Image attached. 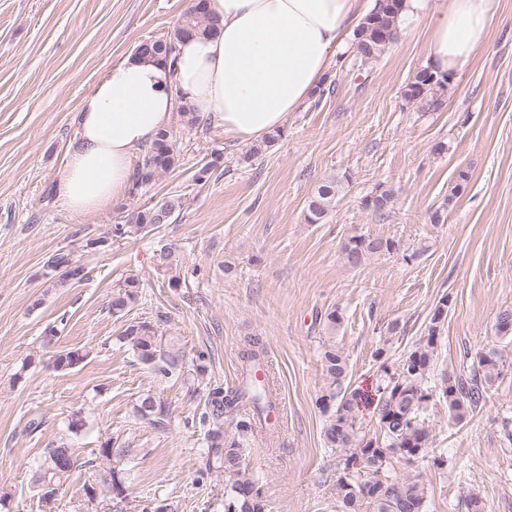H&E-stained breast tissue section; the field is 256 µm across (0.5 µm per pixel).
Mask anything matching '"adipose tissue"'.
I'll return each mask as SVG.
<instances>
[{"mask_svg":"<svg viewBox=\"0 0 512 512\" xmlns=\"http://www.w3.org/2000/svg\"><path fill=\"white\" fill-rule=\"evenodd\" d=\"M216 35L178 45L176 70L131 55L80 100L76 133L54 191L76 216L124 199L134 158L167 126L177 104L249 143L285 123L316 94L331 51L349 46L362 0H208ZM494 21L493 0H448L431 24L434 73L464 68Z\"/></svg>","mask_w":512,"mask_h":512,"instance_id":"1","label":"adipose tissue"}]
</instances>
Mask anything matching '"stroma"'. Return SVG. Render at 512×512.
I'll return each instance as SVG.
<instances>
[{
    "instance_id": "stroma-1",
    "label": "stroma",
    "mask_w": 512,
    "mask_h": 512,
    "mask_svg": "<svg viewBox=\"0 0 512 512\" xmlns=\"http://www.w3.org/2000/svg\"><path fill=\"white\" fill-rule=\"evenodd\" d=\"M189 2L0 0V492L12 495L4 512H114L100 493L106 473L92 464L112 438L133 450L128 512L159 501L176 512H224V474L205 467L199 418L209 385H238L248 336L275 363L284 409L279 431H256L243 449L267 512H337L343 456L326 440L330 414L317 400L338 385L322 355L346 356L341 386L359 392L362 427L378 435L383 369L425 341L443 298L438 367L466 375L477 354L495 349L503 375L459 423L430 399L427 451L413 461L389 455L387 466L422 477L426 512H465L473 493L487 512H512V338L495 328L499 308L512 306V0H495L483 45L449 74L438 107L404 96L429 65L423 21L363 68L352 53L334 54L324 95L289 113L282 138L258 155L221 124L190 127L171 115L173 170L138 195L73 216L51 192L81 97L141 42L171 31ZM215 158L219 167L197 180ZM330 177L342 182L336 204L322 223H308L307 201ZM380 186L396 193L383 220L364 205ZM172 197L183 201L176 223L108 239L112 224ZM355 233L394 238L399 248L350 266L342 244ZM91 238L104 246L87 248ZM165 248L182 259L170 274L156 270ZM59 249L85 265V281L52 286L46 262ZM132 277L140 298L114 316L112 295ZM333 310L343 320L332 330ZM139 321L177 340L187 358L208 352L204 374L188 384L140 364L120 339ZM51 326L59 329L52 349L43 344ZM71 347L91 354L74 370L55 369L54 349ZM147 393L165 403L166 427L136 417ZM79 409L87 425L74 436L66 424ZM63 440L76 463L50 507L33 475L44 449Z\"/></svg>"
}]
</instances>
